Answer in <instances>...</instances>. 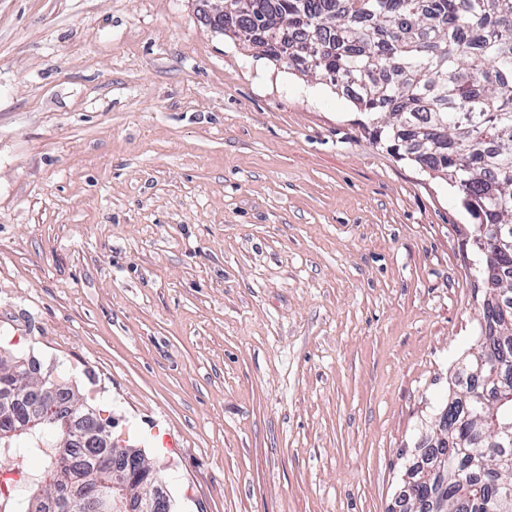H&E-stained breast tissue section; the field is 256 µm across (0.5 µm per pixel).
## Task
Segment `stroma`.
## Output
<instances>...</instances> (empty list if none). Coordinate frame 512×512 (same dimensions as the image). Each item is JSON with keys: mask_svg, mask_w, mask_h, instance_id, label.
Wrapping results in <instances>:
<instances>
[{"mask_svg": "<svg viewBox=\"0 0 512 512\" xmlns=\"http://www.w3.org/2000/svg\"><path fill=\"white\" fill-rule=\"evenodd\" d=\"M198 0H0V336L175 512H396L486 290L448 180Z\"/></svg>", "mask_w": 512, "mask_h": 512, "instance_id": "35a3bbf8", "label": "stroma"}]
</instances>
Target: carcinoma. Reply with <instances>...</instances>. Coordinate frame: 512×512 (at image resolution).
<instances>
[{
	"instance_id": "obj_1",
	"label": "carcinoma",
	"mask_w": 512,
	"mask_h": 512,
	"mask_svg": "<svg viewBox=\"0 0 512 512\" xmlns=\"http://www.w3.org/2000/svg\"><path fill=\"white\" fill-rule=\"evenodd\" d=\"M224 35L263 48L289 70L315 75L340 89L358 79L353 96L376 142L421 169L443 175L476 220L474 243L494 272L512 283V254L493 247L500 224L512 225V0H245L224 19ZM485 332L458 373L462 393L448 400L430 478L410 486L418 512H512V471L499 473L484 419L512 425V292L482 303ZM501 359L496 372L475 373L478 357ZM36 361L0 349V458L28 473L26 484L50 496L57 488L94 493L116 512L111 479L99 472L112 455L110 423L87 429L92 410L68 399L51 410L60 384L39 400L11 384L32 380ZM473 390L497 401L483 411ZM38 459L42 466L30 468ZM4 512H32L19 487L0 493Z\"/></svg>"
}]
</instances>
